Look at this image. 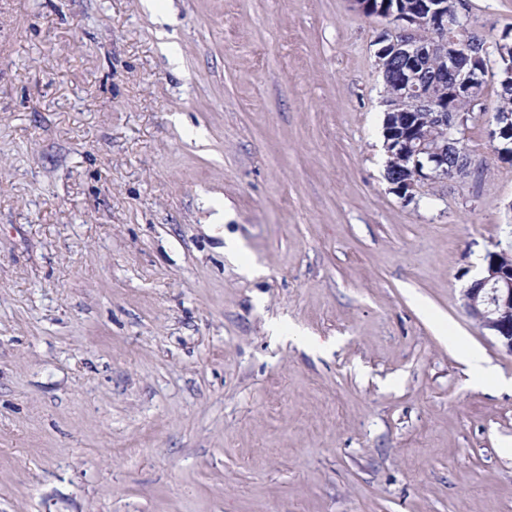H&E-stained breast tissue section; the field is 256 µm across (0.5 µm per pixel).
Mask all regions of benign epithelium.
Masks as SVG:
<instances>
[{
    "label": "benign epithelium",
    "instance_id": "benign-epithelium-1",
    "mask_svg": "<svg viewBox=\"0 0 512 512\" xmlns=\"http://www.w3.org/2000/svg\"><path fill=\"white\" fill-rule=\"evenodd\" d=\"M355 10L393 25L378 38L376 65L383 75L399 66L395 94L383 98L385 117L394 130L383 147L394 174L386 176L393 189L411 200L420 180L461 177L471 169L464 158L448 171V156L456 155L460 122L456 102L467 99L486 111L479 92L487 78L512 81V30L481 44L467 36L469 21L461 20L465 0H412L393 8L391 0H350ZM436 60L426 79L421 65ZM489 138L497 155L512 159V115L495 114ZM467 314L512 355V268L500 266L489 254L481 274L463 291Z\"/></svg>",
    "mask_w": 512,
    "mask_h": 512
}]
</instances>
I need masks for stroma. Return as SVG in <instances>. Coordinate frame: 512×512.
<instances>
[{
    "instance_id": "obj_1",
    "label": "stroma",
    "mask_w": 512,
    "mask_h": 512,
    "mask_svg": "<svg viewBox=\"0 0 512 512\" xmlns=\"http://www.w3.org/2000/svg\"><path fill=\"white\" fill-rule=\"evenodd\" d=\"M381 30L0 0V512H512V355L462 300L512 162L481 119L474 174L393 191Z\"/></svg>"
}]
</instances>
